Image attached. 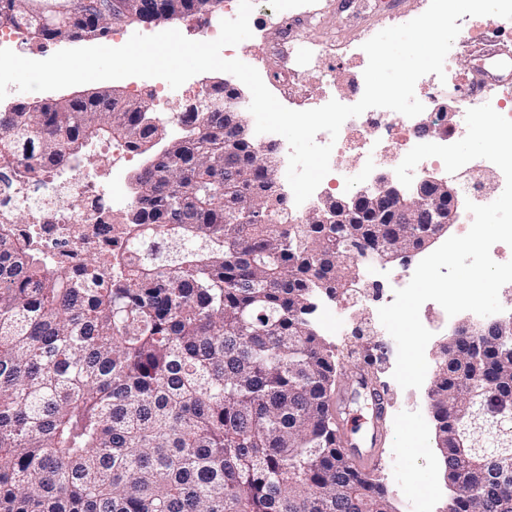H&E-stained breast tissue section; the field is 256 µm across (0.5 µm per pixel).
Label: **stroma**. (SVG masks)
<instances>
[{"instance_id": "obj_1", "label": "stroma", "mask_w": 512, "mask_h": 512, "mask_svg": "<svg viewBox=\"0 0 512 512\" xmlns=\"http://www.w3.org/2000/svg\"><path fill=\"white\" fill-rule=\"evenodd\" d=\"M270 0H254L250 16L252 36L234 51L243 62H251L262 43L284 39L283 30L270 22L267 13ZM303 9L311 14L309 25L295 32V46H312L320 50L326 64L336 75L340 94H347L351 83L362 78L365 70L351 49L371 23L391 12H402L405 18L421 15V0H305ZM199 19L177 18L165 24L129 22L114 26L113 39L128 41L136 33L153 35L165 29L179 30L191 40H200ZM231 74L205 72L188 79L171 91L164 101L151 98L146 89H135L129 80L112 83L111 88L122 97L149 103L151 112L178 114L194 98L206 82L231 81ZM340 333L322 331L324 341L334 348L345 372L333 394V404L342 411L344 431L360 452H375L383 468V484L396 512H408L407 506L421 490L431 496L425 512H438L447 502L450 491L445 467L436 445L435 422L429 412L428 392L432 378H425L421 388L402 389L393 379L397 360L394 339L381 325L369 307L359 308L340 324Z\"/></svg>"}]
</instances>
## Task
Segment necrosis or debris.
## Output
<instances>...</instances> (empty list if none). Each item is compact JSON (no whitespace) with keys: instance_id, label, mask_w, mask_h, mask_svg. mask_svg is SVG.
<instances>
[{"instance_id":"4bbe7bcc","label":"necrosis or debris","mask_w":512,"mask_h":512,"mask_svg":"<svg viewBox=\"0 0 512 512\" xmlns=\"http://www.w3.org/2000/svg\"><path fill=\"white\" fill-rule=\"evenodd\" d=\"M311 71L319 74L324 86L319 98L311 102L312 107L318 108L334 99L336 92L335 78L319 62L315 49H307L281 80L297 85ZM422 86L419 100L425 109L416 117L371 108L347 119L337 138H330L325 132L316 135L318 144H332L334 154L355 151L365 159L352 178L341 168H331L326 177L328 186L355 190L369 177L372 164L399 165L411 148L431 139L429 130H436L433 139L441 145L465 136L464 113L450 114L440 105L446 94L442 83L428 77ZM452 178L458 181L464 199L480 205L495 201L505 187L503 172L485 159L470 161ZM128 204L119 190H104L94 172L87 169L76 170L65 186L55 188L43 169L25 172L16 179L0 167V223L13 225L19 237L35 238L49 256L51 269L58 272L73 270L89 253L111 249L113 239L119 236L113 220Z\"/></svg>"}]
</instances>
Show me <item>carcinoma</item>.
I'll use <instances>...</instances> for the list:
<instances>
[{"mask_svg":"<svg viewBox=\"0 0 512 512\" xmlns=\"http://www.w3.org/2000/svg\"><path fill=\"white\" fill-rule=\"evenodd\" d=\"M208 0H0V28L61 43L105 38L117 19L195 15ZM64 12L69 25L49 16ZM181 135L109 91L0 112V153L26 167L80 166L116 141L160 142L170 181L140 175L129 236L75 273L0 224V512H390L374 471L341 454L331 412L343 371L314 328L313 299L345 294L365 259L424 247L428 224H284L277 160L224 113L181 112ZM260 217L224 223V181ZM191 193L197 204L180 208ZM434 380L451 512H512V360L491 339L478 364L450 350ZM483 457V472L472 455Z\"/></svg>","mask_w":512,"mask_h":512,"instance_id":"1","label":"carcinoma"}]
</instances>
